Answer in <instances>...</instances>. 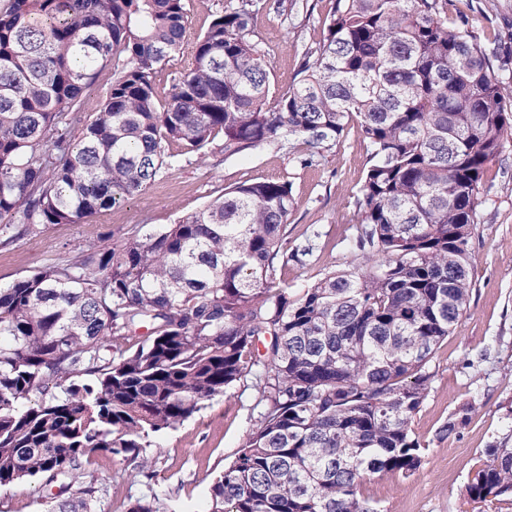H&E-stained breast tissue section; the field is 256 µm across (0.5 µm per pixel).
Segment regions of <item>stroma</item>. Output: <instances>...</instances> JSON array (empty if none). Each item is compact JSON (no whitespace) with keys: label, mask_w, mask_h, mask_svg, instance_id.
<instances>
[{"label":"stroma","mask_w":512,"mask_h":512,"mask_svg":"<svg viewBox=\"0 0 512 512\" xmlns=\"http://www.w3.org/2000/svg\"><path fill=\"white\" fill-rule=\"evenodd\" d=\"M333 0H303L299 11L259 0L253 36L271 66L275 87H291L303 61L302 47L319 41L320 21ZM448 12L472 22L481 39L512 51V0H448ZM367 147L357 130L326 153L319 165L300 167L289 144L265 145L225 159L221 143L205 157L187 155L141 195L79 224H56L20 241L0 245V286L54 262H66L98 245H112L128 232H151L191 214L224 189L249 181L291 182L297 205L288 220L289 240H314L313 256L282 274L300 289L320 273L353 263L348 249L354 202L364 176ZM479 224L472 241L474 292L453 333L428 369V396L412 421L424 446V464L409 478L386 474L367 480L363 494L377 512H512V505L472 500L467 486L483 448L512 431V137L482 178ZM258 394L252 378L230 393L204 402L179 427L154 438L146 455L152 477L128 480L123 464L100 457L93 469L105 489L98 512H119L127 497L158 494L172 512L204 507L212 478L232 461L255 424ZM472 405L457 435L439 431L464 405ZM50 491L32 480L0 488V512H44Z\"/></svg>","instance_id":"obj_1"}]
</instances>
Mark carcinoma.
<instances>
[{"label":"carcinoma","mask_w":512,"mask_h":512,"mask_svg":"<svg viewBox=\"0 0 512 512\" xmlns=\"http://www.w3.org/2000/svg\"><path fill=\"white\" fill-rule=\"evenodd\" d=\"M188 6L0 8V239L109 210L219 135L226 158L288 141L310 167L355 121L368 148L348 239L358 263L288 287L282 271L310 249L289 246L291 183L259 181L0 287V488L36 479L58 488L49 512H95L96 457L150 476L151 438L250 375L256 425L207 512H377L362 484L423 465L412 419L473 294L482 177L512 136V61L447 0H334L271 104L255 0L192 42ZM184 56L160 101L158 73ZM468 490L512 498L508 441L485 449ZM125 512L169 504L153 494Z\"/></svg>","instance_id":"1"}]
</instances>
